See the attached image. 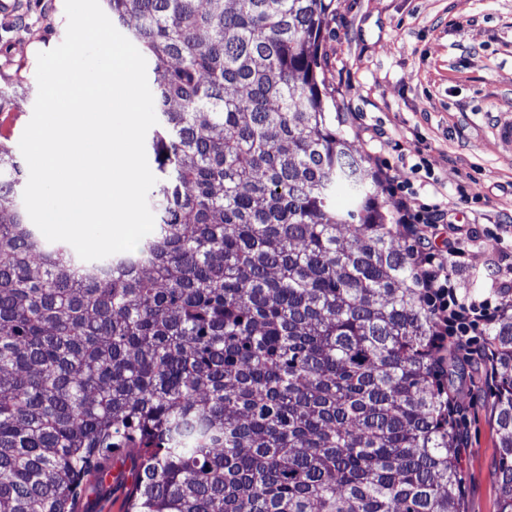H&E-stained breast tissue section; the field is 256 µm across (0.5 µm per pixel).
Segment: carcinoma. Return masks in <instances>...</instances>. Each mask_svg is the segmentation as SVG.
Segmentation results:
<instances>
[{
  "label": "carcinoma",
  "mask_w": 512,
  "mask_h": 512,
  "mask_svg": "<svg viewBox=\"0 0 512 512\" xmlns=\"http://www.w3.org/2000/svg\"><path fill=\"white\" fill-rule=\"evenodd\" d=\"M103 2L151 66L157 222L81 260L0 140V512H79L125 448L126 512H463L436 316L319 76L332 3ZM486 341L512 512V313Z\"/></svg>",
  "instance_id": "cac0c4a2"
}]
</instances>
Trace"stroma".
Listing matches in <instances>:
<instances>
[{"mask_svg": "<svg viewBox=\"0 0 512 512\" xmlns=\"http://www.w3.org/2000/svg\"><path fill=\"white\" fill-rule=\"evenodd\" d=\"M322 77L347 118L353 149L387 175L381 197L447 208L466 244L450 276L460 295L498 292L512 267V153L495 140L512 114V0H335ZM64 0H21L0 16V76L27 80L32 115L37 54L66 35ZM448 395L462 408L464 512H498L499 438L486 367L446 347ZM83 512H125L127 487L85 480Z\"/></svg>", "mask_w": 512, "mask_h": 512, "instance_id": "1", "label": "stroma"}]
</instances>
